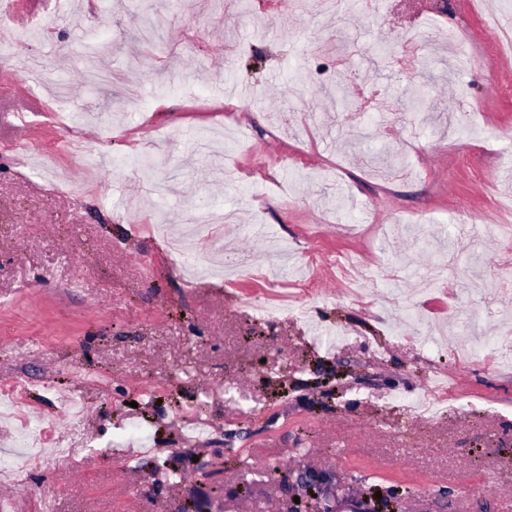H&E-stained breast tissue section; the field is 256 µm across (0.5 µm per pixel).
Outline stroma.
<instances>
[{
  "mask_svg": "<svg viewBox=\"0 0 512 512\" xmlns=\"http://www.w3.org/2000/svg\"><path fill=\"white\" fill-rule=\"evenodd\" d=\"M507 16L512 0H57L0 26V385L22 409L0 445L24 419L47 445L0 500L308 512L328 472L334 512H503ZM207 211L233 220L187 233ZM227 240L253 275L224 280Z\"/></svg>",
  "mask_w": 512,
  "mask_h": 512,
  "instance_id": "1",
  "label": "stroma"
}]
</instances>
